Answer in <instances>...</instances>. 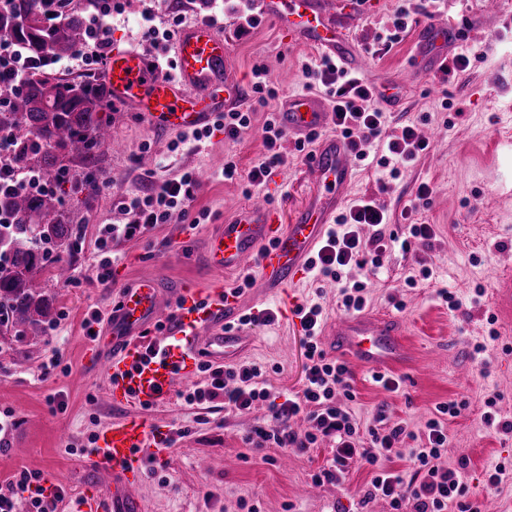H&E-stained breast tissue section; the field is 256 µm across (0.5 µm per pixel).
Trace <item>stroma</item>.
I'll return each mask as SVG.
<instances>
[{
    "mask_svg": "<svg viewBox=\"0 0 512 512\" xmlns=\"http://www.w3.org/2000/svg\"><path fill=\"white\" fill-rule=\"evenodd\" d=\"M422 2L379 0L350 31L370 57L366 81L392 80L393 102L376 98L368 103L385 112V135L400 133L406 125L420 134L438 129L442 135L391 181L373 161L382 142L363 144L365 157L348 200L371 199L383 207L389 215L385 233L403 234L407 225L417 222L432 225L434 237L413 241L406 253L396 245L387 248L379 256L376 275L370 265L351 264L342 268L338 281L304 273L297 285L276 297L260 298L255 288H242V313L267 309L274 319L255 326L238 357L260 365L275 390L299 391L305 358L296 306L315 301L322 305L325 320L342 317L340 282L364 283L366 308L389 310L404 321L411 358L395 372L401 380L396 393L375 383L371 370L353 367L349 408L362 426L371 425L381 410L388 424L416 432L438 404L467 401V408L447 421L444 460L450 467H462L467 498L478 502L482 512H512V434L482 419L484 401L492 394L498 397L500 416L512 419V335L489 345L483 361L473 358L474 345L488 334L491 312L489 296L478 298L474 291L489 288L495 268L512 252V146L498 142L496 135L512 110V0H502L497 17L482 12L481 0H434L425 12ZM253 9V0H224V20L216 29L228 43L230 69L248 83L254 66L261 65L281 96L304 90L301 63L319 60V53L289 43L271 22L238 35L239 15ZM402 11L409 14L406 32L385 44L394 17ZM211 12L210 0H112L110 43L134 44L151 57L170 61L172 43L143 39L138 26L142 15H152L155 25L164 28L176 18L189 25ZM451 15L472 23L470 40L457 47L467 56L468 66L412 76L418 25ZM279 108L276 101L257 107L250 129L238 138L218 133L200 143L184 141L180 129L158 130L129 109L113 112L114 144L100 150L95 165L106 185L89 198L66 192L65 210L75 227V242L69 248H48L50 264L70 269L67 282L49 278L44 283L45 295L58 312L55 329L35 325L17 336H0V413L12 412L18 421L17 427L0 434V479L27 469L46 473L69 493L92 483L83 459L68 454L65 445L85 444L90 434L122 411L108 402L104 367L95 363L96 352L84 335L82 322L91 309L110 316L114 289L143 276L193 287L220 278L228 287H237L239 273L221 275L203 263L205 240L214 225L261 195L288 218L305 203L310 193L308 154L296 151L293 137L283 143L288 163L270 185L252 187L246 179L264 152L266 113ZM175 141L180 148L173 152L169 146ZM230 157L242 174L233 182L221 175ZM186 169L195 170L198 178L192 208L208 210L209 220L193 227L176 215L134 238L113 241L112 284L97 282L96 241L104 225L127 222L122 199L142 190L146 175L162 181ZM423 183L431 193L420 199L416 192ZM425 266L432 269V278L408 287L406 278ZM440 288L454 292L463 302L461 309L449 310L436 295ZM56 357L68 365V373L42 380L45 366ZM53 393L63 395L65 412H50L46 398ZM141 414L161 432L178 435L161 454L166 471L154 474L145 467L137 477L135 491L148 512H241L242 499L259 512H390L383 499H362L371 478L368 467H351L341 483L314 481L331 457L330 443L307 453L272 447L256 453L246 437L267 419L263 404L236 414L190 406L177 396L168 406L145 408ZM497 463L505 464L506 473L499 489L490 490L485 471Z\"/></svg>",
    "mask_w": 512,
    "mask_h": 512,
    "instance_id": "stroma-1",
    "label": "stroma"
}]
</instances>
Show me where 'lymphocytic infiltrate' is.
<instances>
[{"label":"lymphocytic infiltrate","instance_id":"obj_1","mask_svg":"<svg viewBox=\"0 0 512 512\" xmlns=\"http://www.w3.org/2000/svg\"><path fill=\"white\" fill-rule=\"evenodd\" d=\"M112 17V0H99L91 17V41L78 49L73 61L90 66L102 61L108 46ZM35 68L24 58L15 42L0 36V87L20 88L27 75ZM302 74L307 86H324L330 97L334 123L352 146L381 136L386 116L378 109L368 110L364 101L377 93L375 85L352 76L339 67L335 59L324 57L315 65L303 64ZM265 153L248 173L250 185H263L268 178L288 162L282 150L285 131L279 127L275 115H267L263 126ZM427 144L412 127H402L400 135L387 143V152L377 164L398 175L401 164L415 159ZM197 178L194 171H183L178 177L161 182H150L148 189L125 200L123 207L132 219L125 224L106 225L97 239L100 259L95 268L99 283L112 279V243L119 237H132L136 232L167 223L173 213L191 214ZM386 222L384 210L373 202L361 200L336 219L329 229L324 246L310 268L316 274L340 279L342 267L363 264L367 251L382 253L386 247L382 230ZM372 228L370 239H362L363 228ZM300 320L302 343L306 359L305 384L301 392L281 397L268 387L259 365L242 361L223 368L200 364L199 372L206 378L199 382L183 399L187 405L209 404L239 414L248 412L255 403H266L270 419L266 425L253 429L247 441L255 449L268 446L293 448L307 452L318 443L332 441L333 457L327 468L315 474V481L338 482L345 479L352 465L366 466L371 479L364 492L365 498H383L389 501L393 512L412 508L413 512H448L457 507L459 512H480L478 506L465 499L467 488L459 469L449 467L443 456L448 446L446 420L458 416L464 403L448 401L436 408L421 428L419 441L409 451H401L400 443L406 437L405 427L391 426L384 413H377L375 423L361 428L347 406L352 400V373L346 364L326 357L318 342L323 321L321 305H300L295 309ZM305 415L311 428L297 432L291 421ZM407 460L405 469L395 468L394 460ZM41 473L21 470L0 482V512H16L17 504H25L27 512H57L59 493L46 492Z\"/></svg>","mask_w":512,"mask_h":512}]
</instances>
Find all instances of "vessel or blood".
Segmentation results:
<instances>
[{"mask_svg": "<svg viewBox=\"0 0 512 512\" xmlns=\"http://www.w3.org/2000/svg\"><path fill=\"white\" fill-rule=\"evenodd\" d=\"M256 16L279 25L290 42L338 59L347 69L366 73L369 59L343 37L347 19L337 15L332 0H255ZM461 21L421 24L417 31L416 70L436 73L448 62V50L464 39ZM176 71L166 74L138 47L113 50L105 65V83L113 104L128 107L158 129H200L215 113L240 101V81L228 67V46L209 23L182 29L175 40ZM333 114L317 95L289 96L278 120L288 134L308 137L327 126ZM358 157L347 140L322 136L309 157L308 200L284 223L266 198H256L224 223L216 225L205 244L204 262L218 272L257 270L256 284L265 296L298 280L323 240L329 224L346 204ZM490 304L502 332L512 333V266L498 267L491 280ZM174 310L181 344L156 343L146 351L136 337ZM247 331L239 320L236 296L223 282L204 288L161 286L153 277L119 289L112 313V345L100 347L106 370V393L130 407L167 406L177 386L202 362L235 357ZM401 320L390 312H357L332 322L323 345L362 367L384 371L408 357ZM152 445V428L141 417L113 420L100 430L88 456L96 477L108 487H86L67 500V512H146L133 492V476Z\"/></svg>", "mask_w": 512, "mask_h": 512, "instance_id": "vessel-or-blood-1", "label": "vessel or blood"}]
</instances>
